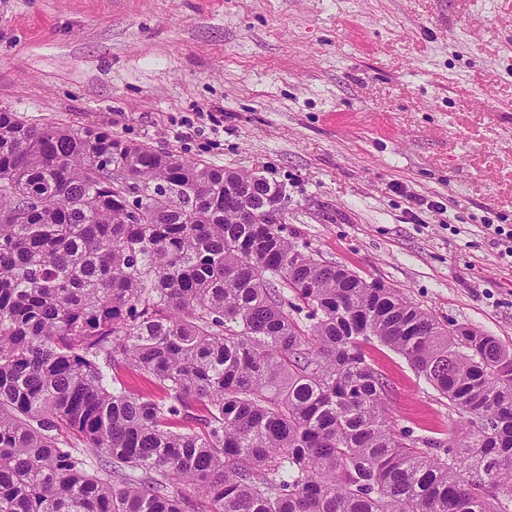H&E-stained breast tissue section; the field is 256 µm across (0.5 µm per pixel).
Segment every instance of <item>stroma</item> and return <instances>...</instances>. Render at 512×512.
<instances>
[{"mask_svg":"<svg viewBox=\"0 0 512 512\" xmlns=\"http://www.w3.org/2000/svg\"><path fill=\"white\" fill-rule=\"evenodd\" d=\"M0 109L260 175L299 246L512 349V0H0ZM366 356L395 426L447 438Z\"/></svg>","mask_w":512,"mask_h":512,"instance_id":"35a3bbf8","label":"stroma"}]
</instances>
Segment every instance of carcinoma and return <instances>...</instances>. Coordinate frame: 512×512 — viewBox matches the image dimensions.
Here are the masks:
<instances>
[{
  "label": "carcinoma",
  "instance_id": "carcinoma-1",
  "mask_svg": "<svg viewBox=\"0 0 512 512\" xmlns=\"http://www.w3.org/2000/svg\"><path fill=\"white\" fill-rule=\"evenodd\" d=\"M226 180L270 189L0 111V512H512V350L241 223ZM376 341L464 435L395 429Z\"/></svg>",
  "mask_w": 512,
  "mask_h": 512
}]
</instances>
